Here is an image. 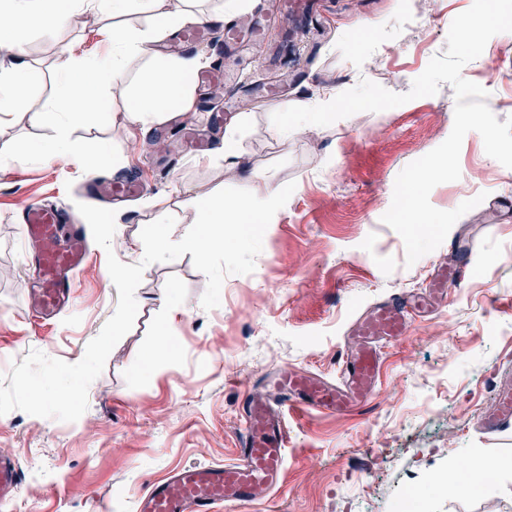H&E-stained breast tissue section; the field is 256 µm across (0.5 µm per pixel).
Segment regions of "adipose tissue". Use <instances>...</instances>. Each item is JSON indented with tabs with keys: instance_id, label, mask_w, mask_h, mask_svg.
<instances>
[{
	"instance_id": "1",
	"label": "adipose tissue",
	"mask_w": 512,
	"mask_h": 512,
	"mask_svg": "<svg viewBox=\"0 0 512 512\" xmlns=\"http://www.w3.org/2000/svg\"><path fill=\"white\" fill-rule=\"evenodd\" d=\"M77 4L78 0H0V34L13 35L31 28L61 33ZM241 6L242 0H216L208 13L196 8L195 0H174L170 6L165 0H99L98 9L112 19L107 28L110 51L87 59L75 56L68 44H61L56 64L61 92L47 102L45 112L39 115L40 120L55 125L57 136L49 143L34 146V153L45 161L63 157L82 162L86 152L71 140L69 131L87 116L106 111L107 94L115 88L125 92L131 122L144 128L166 113L193 109V75L200 67L199 59L164 54L156 45L186 24L206 21L211 13L232 14ZM133 12L146 15L147 27L134 29L124 24V17ZM133 58L142 59L145 64L143 74L136 80L128 71V62ZM31 83L32 69L24 61L14 70L0 73V120L15 112ZM277 192L268 176L255 173L250 178L247 197L200 202L197 228L187 237V246L203 257L217 245L241 247L242 237L225 236V225L250 223L258 214V204Z\"/></svg>"
}]
</instances>
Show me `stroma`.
Instances as JSON below:
<instances>
[{
	"instance_id": "obj_1",
	"label": "stroma",
	"mask_w": 512,
	"mask_h": 512,
	"mask_svg": "<svg viewBox=\"0 0 512 512\" xmlns=\"http://www.w3.org/2000/svg\"><path fill=\"white\" fill-rule=\"evenodd\" d=\"M472 4L437 0L424 13L419 0H314L311 18L267 25L262 48L224 45L201 55L204 67L225 69V124H243L237 169L190 151L182 126L164 133L130 123L117 90L105 114L71 130L72 139L98 144L85 166L36 159L32 146L56 134L34 115L60 89L59 40L71 42L75 54L102 56L108 18L81 4L62 36L28 30L18 52L11 36L0 38V71L25 60L35 73L17 112L0 122V152L12 157L0 171V375L34 350L82 359L118 301L107 256L140 262L144 224L173 216L177 241L196 220L197 199L245 194L250 172L296 185L264 234L253 273L226 276L218 307H202L207 278L191 254L146 266L134 326L91 383L77 421L20 410L0 415V458L15 459L24 474L7 512H135L137 496L169 472L233 460L249 391L285 365L336 376L352 343L345 334L351 321L377 301L424 285L447 245L407 264L403 239L381 218L398 174L449 136L450 84L383 112L308 126L285 141L271 135V116L328 102L364 78L409 91L447 50L454 17ZM462 75L488 91L498 121L512 116V34L493 36ZM160 136L169 151L150 146ZM459 162L460 179L437 185L429 199L452 210L482 196L449 232L462 239L486 229L471 277L447 306L385 347L383 384L367 410L289 417L282 488L226 512H393L408 485L425 512H512V426L491 433L482 425L498 389L512 385V168L489 157L474 131L463 139ZM476 168L482 180L472 179ZM93 174L135 178L143 190L118 208L110 249L90 244L71 308L55 322L35 321L27 314L30 274L18 218L37 202L74 208ZM163 331L172 354L157 363L152 350ZM481 456L503 466L481 489L430 494L437 469L452 464L465 473Z\"/></svg>"
}]
</instances>
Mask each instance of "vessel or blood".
<instances>
[{
	"label": "vessel or blood",
	"mask_w": 512,
	"mask_h": 512,
	"mask_svg": "<svg viewBox=\"0 0 512 512\" xmlns=\"http://www.w3.org/2000/svg\"><path fill=\"white\" fill-rule=\"evenodd\" d=\"M83 190L108 208L115 201L137 196L142 187L127 178H90ZM21 222L38 280L29 294V308L42 317H55L68 304L73 277L89 255L84 228L66 208L46 203L26 210ZM471 273L468 258L438 263L423 290L391 296L357 318L349 329L356 343L346 351L339 380L288 366L277 370L269 389L248 394L244 400V433L234 461L174 471L137 499L136 512H222L225 507L270 496L285 478L284 412L344 415L368 408L380 386L382 347L400 342L416 320L445 306L449 291L462 287ZM511 424L512 391L502 389L484 427L495 432ZM21 481L17 465L1 458L0 508L15 499Z\"/></svg>",
	"instance_id": "obj_1"
}]
</instances>
